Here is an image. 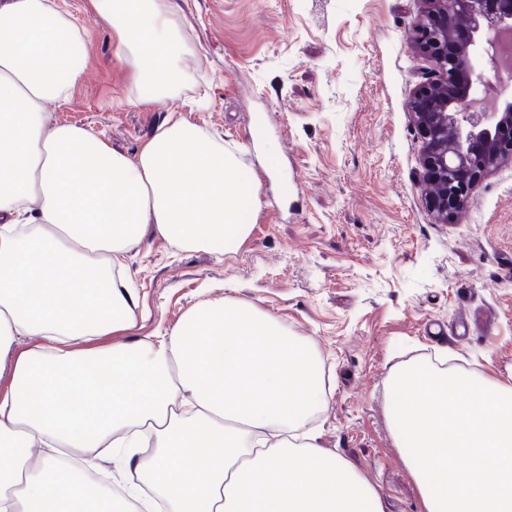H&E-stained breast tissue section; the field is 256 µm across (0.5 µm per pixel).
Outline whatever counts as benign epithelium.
<instances>
[{
    "instance_id": "obj_1",
    "label": "benign epithelium",
    "mask_w": 512,
    "mask_h": 512,
    "mask_svg": "<svg viewBox=\"0 0 512 512\" xmlns=\"http://www.w3.org/2000/svg\"><path fill=\"white\" fill-rule=\"evenodd\" d=\"M414 47L438 72L420 83L412 110L423 140L421 192L437 221L458 216L482 178L512 157V98L500 112H472L471 93L499 66L496 38L512 32V0H425Z\"/></svg>"
}]
</instances>
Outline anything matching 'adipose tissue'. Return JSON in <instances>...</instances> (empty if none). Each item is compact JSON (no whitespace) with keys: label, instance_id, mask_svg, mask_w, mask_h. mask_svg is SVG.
<instances>
[{"label":"adipose tissue","instance_id":"ef3b65f1","mask_svg":"<svg viewBox=\"0 0 512 512\" xmlns=\"http://www.w3.org/2000/svg\"><path fill=\"white\" fill-rule=\"evenodd\" d=\"M134 82L172 97L185 51L161 0H92ZM84 31L55 0H0V512H383L308 425L325 398L306 342L234 299L170 332L135 325L123 256L244 240L257 189L202 128L134 155L52 122Z\"/></svg>","mask_w":512,"mask_h":512}]
</instances>
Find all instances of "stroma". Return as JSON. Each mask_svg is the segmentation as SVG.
Segmentation results:
<instances>
[{
    "mask_svg": "<svg viewBox=\"0 0 512 512\" xmlns=\"http://www.w3.org/2000/svg\"><path fill=\"white\" fill-rule=\"evenodd\" d=\"M56 2L84 30V70L53 122L131 155L175 114L258 183L241 244L187 252L155 236L127 254L139 293L128 338L171 330L212 299L272 314L321 361L328 396L311 425L323 448L352 464L385 512H422L387 418L389 374L424 360L512 384V160L456 222L433 218L410 108L435 69L410 43L423 0H163L187 49L173 102L134 84L91 0ZM462 309L490 328L462 340L426 333Z\"/></svg>",
    "mask_w": 512,
    "mask_h": 512,
    "instance_id": "stroma-1",
    "label": "stroma"
}]
</instances>
